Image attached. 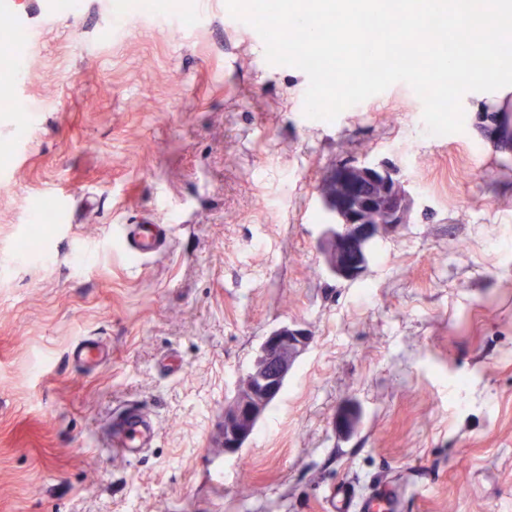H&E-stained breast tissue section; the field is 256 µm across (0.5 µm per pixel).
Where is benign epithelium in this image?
<instances>
[{"mask_svg":"<svg viewBox=\"0 0 512 512\" xmlns=\"http://www.w3.org/2000/svg\"><path fill=\"white\" fill-rule=\"evenodd\" d=\"M409 194L390 171L375 165L342 163L324 188V199L336 223L325 225L321 254L333 276L353 280L369 264V244L404 223ZM311 337L299 327L284 325L262 342L247 374L224 407L221 439L224 453L236 454L279 397L297 359Z\"/></svg>","mask_w":512,"mask_h":512,"instance_id":"obj_1","label":"benign epithelium"}]
</instances>
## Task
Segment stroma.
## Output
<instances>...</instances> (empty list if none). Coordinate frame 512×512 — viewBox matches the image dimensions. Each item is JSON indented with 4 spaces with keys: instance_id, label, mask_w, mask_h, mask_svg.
<instances>
[{
    "instance_id": "35a3bbf8",
    "label": "stroma",
    "mask_w": 512,
    "mask_h": 512,
    "mask_svg": "<svg viewBox=\"0 0 512 512\" xmlns=\"http://www.w3.org/2000/svg\"><path fill=\"white\" fill-rule=\"evenodd\" d=\"M15 0L22 63L0 61V512H321L324 489L392 478L400 512H512V151L469 92L431 136L406 83L307 118L309 79L269 64L225 0ZM385 164L410 192L352 281L317 242L324 178ZM63 196L70 220L41 226ZM168 224L133 260L118 229ZM312 338L246 446L216 428L265 336ZM109 352L88 369L81 338ZM157 423L104 449L126 405ZM156 429V423L141 408L127 406L109 426L110 447L105 449L114 456L136 457L152 442Z\"/></svg>"
}]
</instances>
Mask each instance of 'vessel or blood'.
<instances>
[{
  "label": "vessel or blood",
  "mask_w": 512,
  "mask_h": 512,
  "mask_svg": "<svg viewBox=\"0 0 512 512\" xmlns=\"http://www.w3.org/2000/svg\"><path fill=\"white\" fill-rule=\"evenodd\" d=\"M123 240L128 253L149 257L167 251L171 242V227L167 224L124 225ZM72 355L78 362L91 365L102 360L104 348L84 339L74 345ZM157 426L141 408L130 405L108 428L113 455L133 458L152 442ZM406 490L386 480L371 481L368 488L341 481L328 488L322 496V512H397Z\"/></svg>",
  "instance_id": "1"
}]
</instances>
